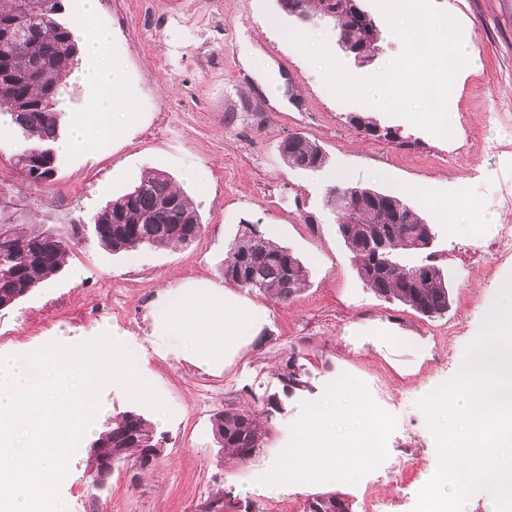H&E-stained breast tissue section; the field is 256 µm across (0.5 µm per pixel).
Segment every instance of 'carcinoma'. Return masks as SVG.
<instances>
[{"mask_svg": "<svg viewBox=\"0 0 512 512\" xmlns=\"http://www.w3.org/2000/svg\"><path fill=\"white\" fill-rule=\"evenodd\" d=\"M279 3L304 23L332 21L338 44L348 47L351 56L370 62L379 54L382 35L374 19L353 17L343 0ZM63 10V0H0V107L10 112L23 137L15 166L35 188L55 172L56 155L50 144L58 136V95L79 54L70 24L58 20ZM280 154L289 166L303 170H319L327 161L323 149L300 134L284 141ZM352 204L358 210V223H339L337 231L353 255L357 275L369 279L378 297L398 301L425 317L448 313L452 300L448 275L435 263L436 251L423 244L429 224L397 190L363 186L351 194L347 187L327 189L325 206L336 217L346 216ZM80 228V224L62 230L33 225L25 230L18 224H0V303L14 306L55 275L72 248L86 241V235L76 236ZM201 232L192 199L160 171L144 174L133 190L105 206L91 224V238L112 252L189 244ZM374 232L385 238L389 264L383 270L377 269L368 246ZM223 275L226 283L286 303L304 287L308 269L288 248L245 224L228 246ZM279 381L282 395H269L251 410L226 408L214 415L212 431L225 458L245 462L259 453L268 439L269 424L283 411L284 399L309 388L307 372L291 357L282 365ZM92 447L95 451L88 462L93 472L118 448L123 449V461L133 458L144 468L142 459L162 444L140 414L126 411L112 417ZM209 501L220 504L223 512H258L228 492ZM303 512L352 510L338 494L322 493L308 498Z\"/></svg>", "mask_w": 512, "mask_h": 512, "instance_id": "1", "label": "carcinoma"}]
</instances>
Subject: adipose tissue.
Returning a JSON list of instances; mask_svg holds the SVG:
<instances>
[{
  "label": "adipose tissue",
  "mask_w": 512,
  "mask_h": 512,
  "mask_svg": "<svg viewBox=\"0 0 512 512\" xmlns=\"http://www.w3.org/2000/svg\"><path fill=\"white\" fill-rule=\"evenodd\" d=\"M95 7L96 0H84V12L73 24L86 56L95 65L74 73L72 79L92 86L97 101L75 117L71 136L58 144L63 152L96 140H107V133L98 131L97 125L111 121L112 115L100 111L97 102L107 98L121 80L119 71L103 62L110 38L106 31L94 29L90 24ZM151 318L153 336L176 357L205 370L223 368L242 346L256 337L261 325V314L252 303L227 295L220 285L197 280L167 291L154 302ZM348 411L341 394L332 397L330 410L312 409L286 459L277 467L257 474L259 490L276 494L315 478L336 479L353 468L352 459L342 453L347 438L328 431L331 418H344Z\"/></svg>",
  "instance_id": "1"
}]
</instances>
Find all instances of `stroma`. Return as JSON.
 I'll return each mask as SVG.
<instances>
[{
	"label": "stroma",
	"instance_id": "35a3bbf8",
	"mask_svg": "<svg viewBox=\"0 0 512 512\" xmlns=\"http://www.w3.org/2000/svg\"><path fill=\"white\" fill-rule=\"evenodd\" d=\"M435 4L460 23L463 41L477 51L448 98V139L338 100L289 39L293 31L324 35L350 73L373 75L401 51L373 0L362 6L383 40L365 65L342 51L331 23L299 22L278 0H97L91 24L109 31L108 58L122 74L113 101L100 107L130 105L109 142L59 155L53 178L35 188L14 165L20 132L0 122V186L15 203L12 221L91 223L133 188L137 175L158 169L193 198L203 224L201 236L183 246L111 252L80 245L43 286L0 310V350L22 355L64 339L86 341L107 327L126 333L170 411L155 428L164 439L158 460L146 469L133 461L116 466L104 488H91L89 444L78 442L58 488L64 512H200L224 490L266 502L255 486L258 471L282 461L313 407L350 391L385 405L393 422L390 447L412 449V456L357 462L350 475L312 480L277 494V502L303 512L309 496L335 492L352 502L353 512H368L371 493L394 501V512H413L436 455L416 402L458 372L481 306L512 270V256L488 247L498 225L512 224V208L493 203L501 182L512 179V0ZM171 14L193 15L198 23L187 30L163 26ZM165 48L173 57L161 70L156 55ZM356 113L396 129L403 143L365 135L349 121ZM296 134L323 148L321 170L283 162L279 146ZM340 180L404 189L405 202L435 225L436 263L452 283L447 315L423 317L379 298L358 278L325 206L328 186ZM448 198L461 213L454 224L440 207ZM245 223L305 263V288L282 304L236 289L268 318L222 371L164 354L151 334L153 302L188 279L223 284L228 245ZM291 356L308 372L309 390L289 398L256 457L225 461L212 434L214 414L280 392L278 372Z\"/></svg>",
	"mask_w": 512,
	"mask_h": 512
}]
</instances>
